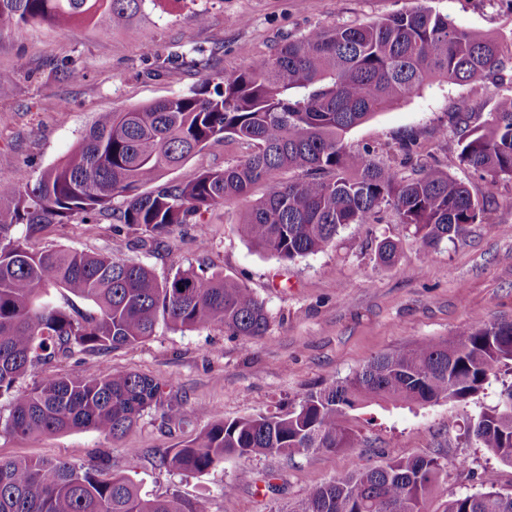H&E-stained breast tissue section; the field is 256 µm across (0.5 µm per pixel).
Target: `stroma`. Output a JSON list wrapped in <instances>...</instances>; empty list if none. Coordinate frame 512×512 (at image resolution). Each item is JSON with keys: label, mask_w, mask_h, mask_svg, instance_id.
<instances>
[{"label": "stroma", "mask_w": 512, "mask_h": 512, "mask_svg": "<svg viewBox=\"0 0 512 512\" xmlns=\"http://www.w3.org/2000/svg\"><path fill=\"white\" fill-rule=\"evenodd\" d=\"M417 0H155L125 27L111 21L69 27L27 24L0 31V71L18 60L26 69L0 84V178L25 170L39 175L60 162L89 132L98 113L150 104L198 89L209 73L230 72L267 56L285 41L339 24H367L409 8ZM459 27L497 38L499 70L464 85L444 83L379 112L350 130V150L371 148L378 161L398 155L407 137L418 159L439 165L464 182L478 200L494 197L480 223L452 242L423 252L411 228L385 212L380 223L350 224L332 246L292 261L259 250L237 226L250 200L229 201L207 212L206 236L192 225L174 228L159 249L140 243L139 231L115 233L111 218L78 215L30 236L29 250L71 248L106 252L146 265L157 278L189 268L219 272L263 301L266 336L244 341L208 330L159 325L154 336L105 354L74 353L38 367L15 388H32L44 376H96L103 367L151 376L163 386L160 406L145 412L122 439L93 431L19 437L0 430V460L63 459L83 464L102 457L113 473L133 478L150 497L179 493L203 512H287L310 489L357 467L388 459L446 455L444 480L428 503L479 487L483 472H496L501 490L512 491V467L464 438L465 425L494 405L512 375L501 374L466 403L444 401L409 409L371 405L350 413L358 446L346 452L225 458L214 469L183 476L155 467L153 451L177 448L214 417L287 413L310 390L344 378L374 356L416 341L457 340L475 322L512 321V180L490 182L460 164L453 112L467 102L470 127L484 124L494 101L512 96V0H418ZM69 62L80 71L70 79ZM244 145L209 143L162 183L186 182L203 170L235 164ZM396 242L397 257L381 264L376 245ZM178 406L183 424L161 419ZM249 469L254 483L241 482Z\"/></svg>", "instance_id": "stroma-1"}]
</instances>
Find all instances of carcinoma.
Wrapping results in <instances>:
<instances>
[{
    "label": "carcinoma",
    "instance_id": "obj_1",
    "mask_svg": "<svg viewBox=\"0 0 512 512\" xmlns=\"http://www.w3.org/2000/svg\"><path fill=\"white\" fill-rule=\"evenodd\" d=\"M149 2L155 0H0V29L106 16L119 26ZM501 64L496 38L417 5L366 25L312 30L240 69L206 76L190 95L100 113L66 160L35 178L19 173L0 180V396L59 355L133 346L154 335L161 321L172 328L221 327L247 340L266 335L269 326L263 302L219 273L187 269L160 280L110 254L33 252L18 228L28 236L75 215L109 212L116 233L135 228L154 239L192 224L204 235L203 213L268 183L238 230L283 260L322 251L340 228L377 224L385 210L429 251L465 234L486 204L447 171L414 168L411 139L401 143L399 161L380 164L367 148L348 150L345 134L436 82L476 80ZM467 118L456 113L462 163L493 182L512 179V97L498 99L480 127L469 128ZM228 138L247 148L235 164L143 190L208 143ZM295 169L305 177L273 181ZM53 290L88 301L93 310L61 306ZM503 368L512 371V322H478L453 343L424 339L377 355L307 393L284 415L217 418L181 447L155 449V466L188 476L226 457L352 448L349 411L373 403L467 402ZM162 393L149 376L107 368L91 379L48 376L14 396L4 430L20 436L92 430L112 439L133 429ZM464 435L512 467V383ZM445 468L439 455L393 458L336 476L289 512H383L386 504L394 512H428ZM0 512L202 510L178 493L146 497L102 460L21 458L0 461ZM443 512H512V493L498 488L491 471L481 490L447 501Z\"/></svg>",
    "mask_w": 512,
    "mask_h": 512
}]
</instances>
